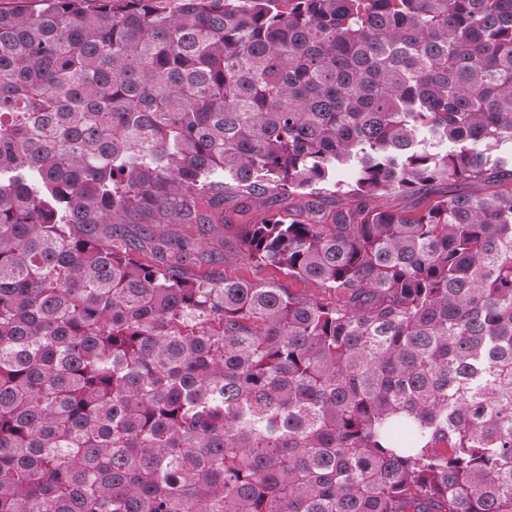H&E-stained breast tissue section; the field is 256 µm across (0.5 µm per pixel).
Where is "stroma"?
Instances as JSON below:
<instances>
[{
	"label": "stroma",
	"mask_w": 512,
	"mask_h": 512,
	"mask_svg": "<svg viewBox=\"0 0 512 512\" xmlns=\"http://www.w3.org/2000/svg\"><path fill=\"white\" fill-rule=\"evenodd\" d=\"M309 201V195L302 191L286 195L274 193L259 201L228 188L224 191L223 201H216L209 196L200 200V223L168 224L164 227V234L172 241L198 244L220 256V263L214 266L199 263L186 266V276L196 278L216 275L276 282L286 285L296 294L324 298L328 295L327 290L310 282L291 279L279 269L255 265L236 246L240 225L256 223L270 212L304 213Z\"/></svg>",
	"instance_id": "stroma-1"
}]
</instances>
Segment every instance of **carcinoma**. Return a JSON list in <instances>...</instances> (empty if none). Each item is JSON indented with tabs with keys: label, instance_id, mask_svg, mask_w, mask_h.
<instances>
[{
	"label": "carcinoma",
	"instance_id": "1",
	"mask_svg": "<svg viewBox=\"0 0 512 512\" xmlns=\"http://www.w3.org/2000/svg\"><path fill=\"white\" fill-rule=\"evenodd\" d=\"M39 2L0 10V512H512V0ZM226 175L333 195L238 235L333 299L137 259L204 257L127 224ZM448 194V184H438L429 189L423 196L413 198H402V197H384L379 203L381 205H393L406 210H418L422 207L426 199H436L441 196Z\"/></svg>",
	"mask_w": 512,
	"mask_h": 512
}]
</instances>
